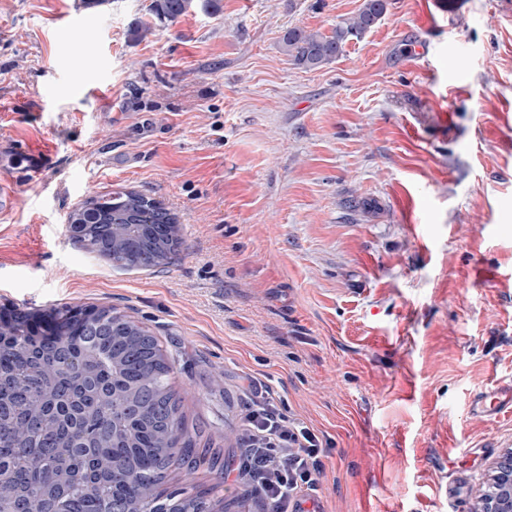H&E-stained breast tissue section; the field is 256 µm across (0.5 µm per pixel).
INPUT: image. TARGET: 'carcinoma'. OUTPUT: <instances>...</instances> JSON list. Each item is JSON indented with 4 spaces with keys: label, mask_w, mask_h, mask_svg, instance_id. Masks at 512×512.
<instances>
[{
    "label": "carcinoma",
    "mask_w": 512,
    "mask_h": 512,
    "mask_svg": "<svg viewBox=\"0 0 512 512\" xmlns=\"http://www.w3.org/2000/svg\"><path fill=\"white\" fill-rule=\"evenodd\" d=\"M217 14L221 0H153L155 20L174 22L196 7ZM387 0H365L331 34L293 27L283 51L296 66L318 70L384 15ZM105 219L137 212L162 219V207L134 190L83 205ZM76 241L118 268L133 263L112 225L94 224ZM106 326L91 333L85 313ZM150 330L112 307L62 304L26 311L0 334V512H207L184 487L157 492L167 471L197 464L169 383L172 366L144 337Z\"/></svg>",
    "instance_id": "carcinoma-1"
}]
</instances>
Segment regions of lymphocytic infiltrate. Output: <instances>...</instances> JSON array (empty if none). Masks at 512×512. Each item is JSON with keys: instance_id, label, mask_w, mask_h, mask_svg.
I'll return each mask as SVG.
<instances>
[{"instance_id": "f902f5d3", "label": "lymphocytic infiltrate", "mask_w": 512, "mask_h": 512, "mask_svg": "<svg viewBox=\"0 0 512 512\" xmlns=\"http://www.w3.org/2000/svg\"><path fill=\"white\" fill-rule=\"evenodd\" d=\"M238 443V478L249 495L262 500L265 512H289L323 471L322 440L284 414L267 392L245 405Z\"/></svg>"}]
</instances>
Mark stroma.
<instances>
[{"instance_id": "stroma-1", "label": "stroma", "mask_w": 512, "mask_h": 512, "mask_svg": "<svg viewBox=\"0 0 512 512\" xmlns=\"http://www.w3.org/2000/svg\"><path fill=\"white\" fill-rule=\"evenodd\" d=\"M151 0H0V307L112 306L157 337L184 428L217 456L169 472L224 512L250 380L330 440L315 512H473L512 448V0H388L333 63L363 0H222L154 27ZM46 149L24 174L19 151ZM134 190L179 223L169 263L123 270L66 217ZM386 9V0H365L358 13L337 24L330 35L301 27L289 28L282 37L283 51L300 68L321 69L339 57L348 40L361 37L373 27ZM487 400L488 396L482 395L473 401V410L476 414L492 415L503 407L512 409V385L499 388L493 392L489 403Z\"/></svg>"}]
</instances>
